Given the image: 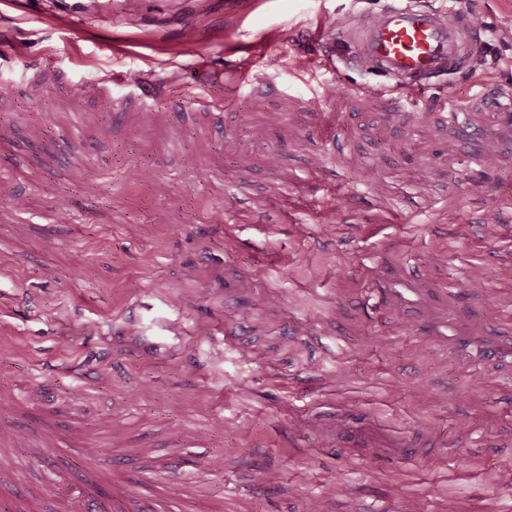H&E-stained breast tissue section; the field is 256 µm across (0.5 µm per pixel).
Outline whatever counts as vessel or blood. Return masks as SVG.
I'll return each mask as SVG.
<instances>
[{
  "mask_svg": "<svg viewBox=\"0 0 512 512\" xmlns=\"http://www.w3.org/2000/svg\"><path fill=\"white\" fill-rule=\"evenodd\" d=\"M357 51L351 64L370 68L395 80L400 88H421L432 78L464 69L482 41V34L467 16L448 23L442 8H423L417 0H392L383 12L360 17L350 34ZM477 103L488 111L494 126L512 136V94L480 92ZM451 120L462 141L482 139L479 162L491 167L498 160L496 141L481 138L463 103L448 106ZM369 290L362 302L376 300L384 309L397 312L404 326L423 336L460 364L475 371L512 377V340H501L490 322L463 318L449 305L438 303L420 281L401 266L385 260L367 267ZM367 424L336 418L322 424L321 435L331 438L357 436L362 446L375 447L366 436Z\"/></svg>",
  "mask_w": 512,
  "mask_h": 512,
  "instance_id": "obj_1",
  "label": "vessel or blood"
}]
</instances>
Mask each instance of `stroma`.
Returning <instances> with one entry per match:
<instances>
[{"label": "stroma", "mask_w": 512, "mask_h": 512, "mask_svg": "<svg viewBox=\"0 0 512 512\" xmlns=\"http://www.w3.org/2000/svg\"><path fill=\"white\" fill-rule=\"evenodd\" d=\"M384 3L0 0V319L13 326L0 424L27 434L0 457V512L30 495L54 512L66 493L88 512L119 492L135 512L158 497L169 512H301L342 475L349 494L326 512H406L414 492L426 512H442V490L458 512L494 489L512 498V383L353 305L380 225L445 302L512 332V243L482 224L494 211L512 228V140L474 167L449 154L452 128L412 119L512 83V0H446L489 29L466 70L419 99L378 96L385 77L316 56V31L342 38ZM251 60L267 92L237 83ZM215 98L220 135L197 117ZM74 113L95 121L93 149L70 135ZM228 273L252 300L279 295L256 310L247 356L195 329L223 325ZM138 301L171 329H130ZM346 408L383 409L398 437L428 420L433 445L347 455L314 430Z\"/></svg>", "instance_id": "obj_1"}]
</instances>
